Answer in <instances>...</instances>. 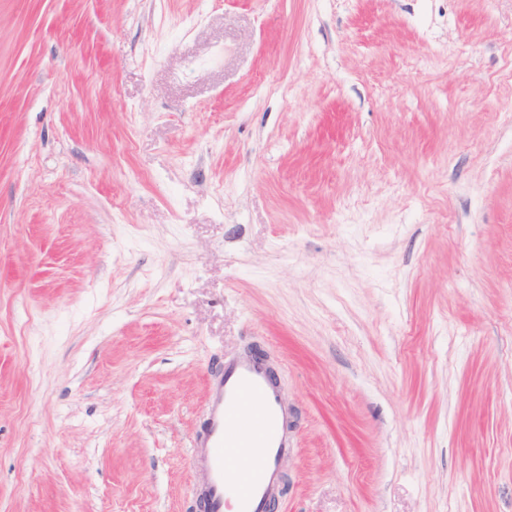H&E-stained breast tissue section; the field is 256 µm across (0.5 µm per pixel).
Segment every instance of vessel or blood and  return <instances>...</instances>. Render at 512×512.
<instances>
[{"label":"vessel or blood","mask_w":512,"mask_h":512,"mask_svg":"<svg viewBox=\"0 0 512 512\" xmlns=\"http://www.w3.org/2000/svg\"><path fill=\"white\" fill-rule=\"evenodd\" d=\"M288 443V409L268 361L249 351L226 359L191 446L202 512H224L230 502L236 512H266L283 488Z\"/></svg>","instance_id":"vessel-or-blood-1"}]
</instances>
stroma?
Here are the masks:
<instances>
[{
  "label": "stroma",
  "mask_w": 512,
  "mask_h": 512,
  "mask_svg": "<svg viewBox=\"0 0 512 512\" xmlns=\"http://www.w3.org/2000/svg\"><path fill=\"white\" fill-rule=\"evenodd\" d=\"M255 345L278 512H512V0H0V512H192Z\"/></svg>",
  "instance_id": "obj_1"
}]
</instances>
